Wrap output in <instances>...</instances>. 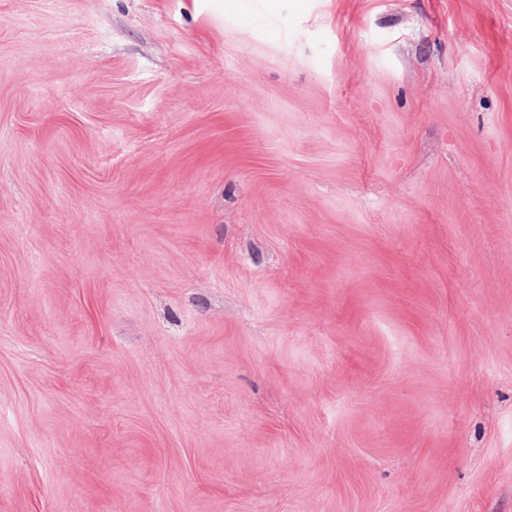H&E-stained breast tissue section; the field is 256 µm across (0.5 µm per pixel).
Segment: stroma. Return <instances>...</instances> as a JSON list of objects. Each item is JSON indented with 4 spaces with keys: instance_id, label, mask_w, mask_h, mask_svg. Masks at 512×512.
<instances>
[{
    "instance_id": "obj_1",
    "label": "stroma",
    "mask_w": 512,
    "mask_h": 512,
    "mask_svg": "<svg viewBox=\"0 0 512 512\" xmlns=\"http://www.w3.org/2000/svg\"><path fill=\"white\" fill-rule=\"evenodd\" d=\"M0 512H512V0H0Z\"/></svg>"
}]
</instances>
